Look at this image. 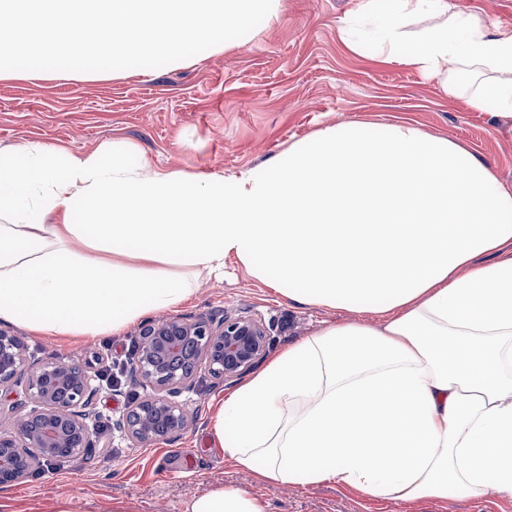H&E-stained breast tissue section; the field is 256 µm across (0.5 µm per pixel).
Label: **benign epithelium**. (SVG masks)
Returning a JSON list of instances; mask_svg holds the SVG:
<instances>
[{"label": "benign epithelium", "instance_id": "1", "mask_svg": "<svg viewBox=\"0 0 512 512\" xmlns=\"http://www.w3.org/2000/svg\"><path fill=\"white\" fill-rule=\"evenodd\" d=\"M269 336L262 322L214 313L146 323L130 366L142 395L112 423L132 442L172 436L184 430L188 414L180 396L190 390L198 372L232 381L253 369L266 355ZM24 387L27 403L11 404L13 427L0 430V485L28 476L38 459L50 460L62 450L78 456L87 448L110 447L92 429L93 399L99 386L84 367L57 360L29 361L23 339L0 326V396Z\"/></svg>", "mask_w": 512, "mask_h": 512}]
</instances>
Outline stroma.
I'll list each match as a JSON object with an SVG mask.
<instances>
[{
    "label": "stroma",
    "instance_id": "1",
    "mask_svg": "<svg viewBox=\"0 0 512 512\" xmlns=\"http://www.w3.org/2000/svg\"><path fill=\"white\" fill-rule=\"evenodd\" d=\"M355 0H285L277 22L250 43L199 64L133 68L117 77L74 80L48 71L36 79H0V150L59 143L72 153L104 141L134 144L153 165L200 176H231L281 157L330 125L409 121L448 137L491 164L512 189V119L471 110L437 81L347 48L340 28ZM223 311L261 320L270 354L353 311L296 304L225 261L224 276L200 277L183 317ZM140 324L121 335L61 341L29 331L31 359H59L99 371L128 366ZM234 388L200 375L181 396L194 422L172 437L135 444L113 437L108 448L43 463L29 477L0 486V512H55L58 498L78 496L89 512H183L185 501L217 488H240L270 512H512V499L462 490L440 500H379L323 483L270 486L226 460L211 433L218 404ZM196 465L187 468V457Z\"/></svg>",
    "mask_w": 512,
    "mask_h": 512
}]
</instances>
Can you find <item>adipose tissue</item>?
Listing matches in <instances>:
<instances>
[{
    "label": "adipose tissue",
    "mask_w": 512,
    "mask_h": 512,
    "mask_svg": "<svg viewBox=\"0 0 512 512\" xmlns=\"http://www.w3.org/2000/svg\"><path fill=\"white\" fill-rule=\"evenodd\" d=\"M422 16L436 25L413 30ZM342 35L512 118V31L448 0H358ZM464 71L488 78L468 94ZM228 257L295 303L380 322L327 325L230 392L212 419L225 458L272 485L512 499V191L489 163L409 122L329 126L229 177L122 141L0 153V321L116 335ZM185 512L268 505L223 487Z\"/></svg>",
    "instance_id": "adipose-tissue-1"
}]
</instances>
